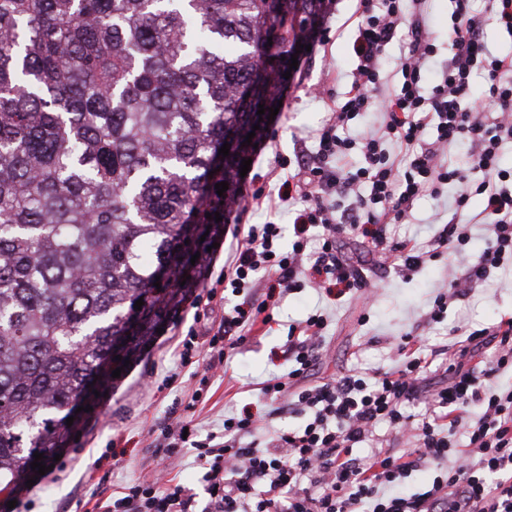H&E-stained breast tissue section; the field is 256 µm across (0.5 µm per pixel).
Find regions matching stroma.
Listing matches in <instances>:
<instances>
[{"label":"stroma","mask_w":512,"mask_h":512,"mask_svg":"<svg viewBox=\"0 0 512 512\" xmlns=\"http://www.w3.org/2000/svg\"><path fill=\"white\" fill-rule=\"evenodd\" d=\"M355 8V0H336L325 23V49L301 56L279 112L268 123L271 139L264 149L254 152L250 174L240 180L244 193L255 187L253 174L265 173L277 157L292 156L296 138L321 126L326 110L311 100V90L322 85L341 93L349 87L355 67ZM452 194V189L444 188L439 194L420 196L410 223L394 226L396 237L424 241L436 234L448 220ZM342 245L346 254L361 258L377 286V296L368 305L356 293L324 305L331 319L308 384H320L353 369L368 372L396 366L408 334L426 348H439L448 344V330L453 326L482 330L512 317V285L492 276L451 302L442 322L427 323L435 293L448 282L447 258L406 274L396 266L379 264L369 255L362 237L345 236ZM317 304L313 290L298 289L275 308V324L256 325L253 342L234 356L228 374L214 380L208 401L197 407L195 419L202 430L218 428L226 412L246 404L253 412L265 411L258 385L288 370L281 353L288 327L314 313ZM177 343L171 323H164L150 349L133 359L123 375L113 380L108 396L84 413L78 440L67 446L65 468L38 477L30 495L33 512H92L95 503L111 498L122 486L152 478L159 457L150 429L174 409L178 393L162 388L161 383L177 361Z\"/></svg>","instance_id":"35a3bbf8"}]
</instances>
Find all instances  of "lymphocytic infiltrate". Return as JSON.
<instances>
[{
  "mask_svg": "<svg viewBox=\"0 0 512 512\" xmlns=\"http://www.w3.org/2000/svg\"><path fill=\"white\" fill-rule=\"evenodd\" d=\"M357 2V65L349 91L333 100L313 91L314 99L329 103L314 142L296 141L297 168L277 192L268 186L287 167L283 157L250 200L238 203L233 223L205 255L206 294L192 290L184 298L195 310L202 301H214L222 288L241 299L225 310L222 326L208 341L204 377L188 408L204 401L210 378L227 371L231 356L251 341L254 326L273 322L285 295L306 286L329 297L369 290L361 269L341 255L340 235L361 236L371 251L410 271L432 258L461 254L471 238L466 224L448 222L425 242L398 241L388 233L390 225L409 217L419 196L441 185L457 188L453 213L466 211L477 196L493 222L485 248L467 261L462 274H450L447 288L435 295L429 320L442 321L449 301L460 293L459 280L479 282L492 271L512 268V190L506 187L512 171L499 165L500 146L512 139V83L504 79L512 72V57L492 54L482 37L488 16L512 33V0H487L481 14L472 0H453L450 56L431 85L426 75L435 44L423 0H412L409 13L404 0ZM402 29L409 47L399 87L382 101L376 96L380 59ZM477 73L489 83L482 110L464 105ZM370 112L383 114L380 128L354 139L340 137V129ZM431 126L436 137L428 142L423 133ZM461 140L474 150L472 171L482 173L480 181H473L472 171L445 163L448 144ZM355 149L363 158L358 166L349 161ZM364 184L369 193H361ZM344 200L349 203L345 209L340 206ZM287 204L296 210L294 240L286 248L282 228L271 216ZM261 211L268 221L254 223ZM315 228L320 231L316 238L311 235ZM326 326L321 312L289 326L282 353L293 367L260 387L270 414L279 413L288 397L300 411L310 412L304 427L272 431L270 415L247 409L226 417L221 431L200 440L185 438V428L193 423L187 416H169L161 427L157 452L165 468H172L186 449L203 468L202 480L211 492L207 512H512V389L499 393L491 384L498 371L512 368V319L488 331L495 366L466 368L449 361L447 386L433 394L418 420L405 407L417 398L421 375L439 356L435 350L418 347L405 352L396 367L296 389L319 358ZM383 422L413 433L416 448L402 457L384 449L358 457L356 448L370 441ZM265 429L269 438L257 442ZM459 436L467 438V448L456 447ZM423 466L435 470L433 480L422 491H404V479ZM195 498L190 488L159 474L124 486L111 512H196Z\"/></svg>",
  "mask_w": 512,
  "mask_h": 512,
  "instance_id": "obj_1",
  "label": "lymphocytic infiltrate"
}]
</instances>
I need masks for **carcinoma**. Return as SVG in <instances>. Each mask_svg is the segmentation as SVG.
I'll use <instances>...</instances> for the list:
<instances>
[{"mask_svg":"<svg viewBox=\"0 0 512 512\" xmlns=\"http://www.w3.org/2000/svg\"><path fill=\"white\" fill-rule=\"evenodd\" d=\"M319 9L0 0V491L24 458L64 446L72 401L94 395L87 381L106 387L194 285L201 236L241 200L224 137L244 142L257 125L252 148L264 136L258 106L275 107L288 43ZM135 314L118 361L113 338Z\"/></svg>","mask_w":512,"mask_h":512,"instance_id":"obj_1","label":"carcinoma"}]
</instances>
